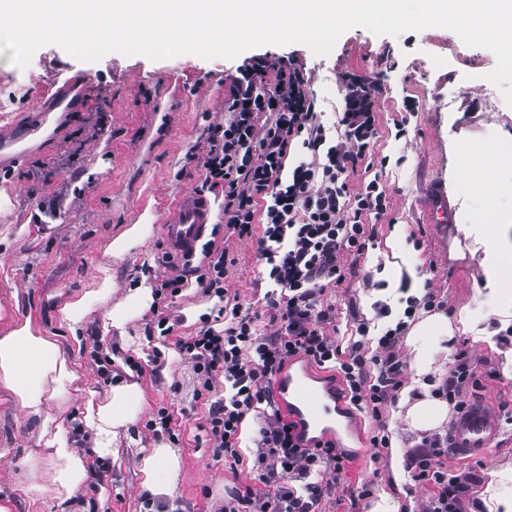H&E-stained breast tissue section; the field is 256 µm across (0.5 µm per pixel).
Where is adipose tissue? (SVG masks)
<instances>
[{"mask_svg": "<svg viewBox=\"0 0 512 512\" xmlns=\"http://www.w3.org/2000/svg\"><path fill=\"white\" fill-rule=\"evenodd\" d=\"M490 227V222L467 213L460 219V230L485 238V286L478 294L476 308H461L452 319L441 313L432 314L412 325L407 344L412 352L413 382L434 373L436 352L455 336L464 334L473 341L489 344L499 330L512 325V250L502 239L490 235ZM113 291L111 268L100 267L92 288L64 304L63 319L76 326L99 308L103 311L104 334L126 335L129 324L149 309L151 290L144 285L136 286L117 302L112 299ZM0 390L21 410L39 419V440L51 459L47 481L61 504L80 493L91 477L94 459L118 460L124 447L133 445L129 427L145 404L138 382L131 380L118 382L106 397H99L58 342L42 335L28 320L14 323L0 335ZM74 396L83 403V425L93 435L92 446L84 453L70 446L55 415L49 411L50 405L64 406ZM140 471L141 486L149 496H173L180 471L179 456L163 444L146 449Z\"/></svg>", "mask_w": 512, "mask_h": 512, "instance_id": "1", "label": "adipose tissue"}]
</instances>
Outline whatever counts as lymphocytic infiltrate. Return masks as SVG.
<instances>
[{
  "label": "lymphocytic infiltrate",
  "mask_w": 512,
  "mask_h": 512,
  "mask_svg": "<svg viewBox=\"0 0 512 512\" xmlns=\"http://www.w3.org/2000/svg\"><path fill=\"white\" fill-rule=\"evenodd\" d=\"M373 94L369 84L349 80L339 141L318 122L293 64H244L224 92V123L207 140L203 185L224 194L225 236L256 241L269 285L264 305L276 330L261 331L256 315L227 301L225 280L234 263L227 250L206 245L197 263L162 257L170 273L157 284L156 296L176 295L192 275L225 300L223 330L206 326L178 342L202 387L224 380V398L212 404L208 417L215 448L231 451L244 418L252 414L258 421L252 469L263 490L225 501L223 512H323L346 456L329 439L302 445L295 423L278 406L274 380L291 358L307 359L340 378L352 408L382 422L405 380L399 345L408 322L417 310L433 306L429 292L408 298L404 320L387 326L371 353L365 349L368 322H359L355 338L344 345L330 334L336 308L323 296L344 282V257L362 256L373 244L374 231L363 215L387 208L377 181L354 194L348 187L350 172L365 162L377 133ZM263 113L269 121L261 127ZM477 367L467 353L456 354L436 396L452 408L464 406L479 387ZM447 458L448 439L438 434L407 453L412 480L428 490L421 512H463L466 495L481 481L473 468L450 471Z\"/></svg>",
  "instance_id": "1"
}]
</instances>
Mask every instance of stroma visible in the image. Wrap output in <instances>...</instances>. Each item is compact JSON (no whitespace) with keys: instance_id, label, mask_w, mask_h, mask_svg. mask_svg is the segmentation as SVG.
Segmentation results:
<instances>
[{"instance_id":"1","label":"stroma","mask_w":512,"mask_h":512,"mask_svg":"<svg viewBox=\"0 0 512 512\" xmlns=\"http://www.w3.org/2000/svg\"><path fill=\"white\" fill-rule=\"evenodd\" d=\"M254 56L300 67L319 121L330 127L345 108L347 79H362L375 89L377 135L369 146L370 167L350 174L349 189L356 192L378 181L388 205L384 214L365 219L375 229L373 247L360 258H347L344 282L324 296L336 307L338 337L350 336L357 315L382 327L374 305L386 278H399L404 288L412 277L422 278L439 312L448 316L472 302L484 285L479 244L464 238L454 224L448 225L445 239H438L421 214L427 186L448 184L464 149L486 153L493 137L512 140V107L488 79L497 64L494 53L466 45L449 29L393 36L357 26L342 33L326 55L292 43L263 45L232 59L183 54L152 60L111 52L82 61L46 45L22 67L13 62L11 50L1 51L0 130L18 128L50 84L74 73L85 77L84 98L93 110L52 116L30 142L26 157L0 166V189L10 198L0 207V334L13 322L31 320L42 334L57 339L103 396L111 385L98 373L99 360L118 355L142 365L134 378L144 390L145 405L130 427L138 444L120 462L93 470L73 512H219L225 498L256 485L254 415L246 417L236 457L215 455L206 419L211 404L224 396V382L202 390L190 360L175 345L176 337L196 335L206 325L223 330L216 295L188 280L177 296L158 304L165 316L177 320L176 336L161 335L148 312L130 325L136 344L129 348L104 337L100 311H92L74 332L61 317L64 302L90 288L99 266L111 265L120 297L128 288L151 287L167 276L158 262L165 249L160 229L124 259L111 260L106 247L128 225L139 223L144 211L160 215L177 194L200 186L199 158L211 129L224 121V91L244 60ZM399 227L404 230L401 247L412 264L408 270L391 265L389 242ZM207 237L227 246L235 258L225 281L228 293L237 295L242 308L258 311L267 285L254 246L225 239L213 227ZM191 306L203 312L187 324L183 311ZM75 334L82 338L77 351L71 348ZM503 337L487 345L456 336L438 351L436 366L441 374L457 353H468L479 362L480 395L512 411V374L501 369L512 348ZM440 374L431 378V386L441 384ZM163 407L174 414L168 433L150 426ZM404 415L396 405L383 413L390 447L364 451L358 440L350 441L346 453L351 460L327 512H365V501L353 498L364 485L417 512L428 492L411 480L406 452L424 434L407 429ZM38 440V419L0 391V501L12 502V512H59L50 486L28 474L27 459ZM160 443L176 450L181 470L173 497L154 501L141 490L139 468L143 449Z\"/></svg>"}]
</instances>
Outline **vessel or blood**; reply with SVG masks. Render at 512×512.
Here are the masks:
<instances>
[{"mask_svg":"<svg viewBox=\"0 0 512 512\" xmlns=\"http://www.w3.org/2000/svg\"><path fill=\"white\" fill-rule=\"evenodd\" d=\"M82 84V75L67 77L47 108L32 113L27 131L8 135L0 133V162H16L23 157L20 142L25 139L27 132L40 129L48 110H83L85 101L74 96L75 90ZM215 219L211 203L203 193L185 192L168 205L161 217V225L174 252L180 255L192 254ZM423 221L441 226L453 221L448 190L441 183H432L428 189ZM313 376L314 372L307 363L298 359L291 360L276 379L274 391L276 396L285 397L284 412L296 423L297 431L304 439H311L320 433L331 439L335 436L333 426L345 401L336 385L326 382L322 386H315ZM506 431L505 418L493 403L486 398H475L453 412L448 422V447L457 459L470 460L483 455Z\"/></svg>","mask_w":512,"mask_h":512,"instance_id":"b4317fda","label":"vessel or blood"}]
</instances>
